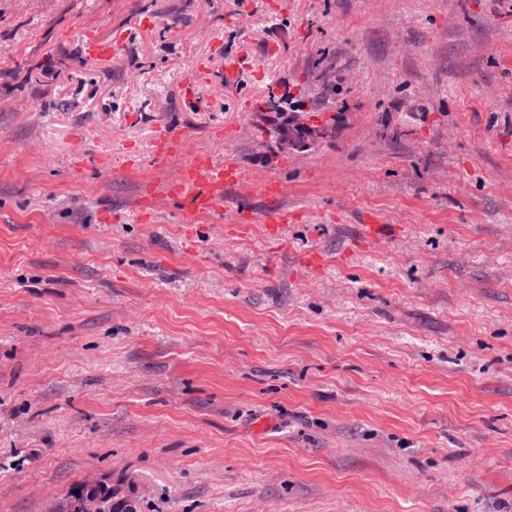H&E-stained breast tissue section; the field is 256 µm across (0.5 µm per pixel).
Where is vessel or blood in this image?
Segmentation results:
<instances>
[{"label": "vessel or blood", "instance_id": "b4317fda", "mask_svg": "<svg viewBox=\"0 0 512 512\" xmlns=\"http://www.w3.org/2000/svg\"><path fill=\"white\" fill-rule=\"evenodd\" d=\"M186 142L182 133L169 129L158 131L154 139L150 167L167 166L176 156H184L185 162L179 177L170 182L166 192L178 202L177 221L195 224L205 215L222 213L224 189L241 179L239 167L230 160H222L214 154L186 156ZM361 239L367 242L391 237L393 229L378 217H367L358 227Z\"/></svg>", "mask_w": 512, "mask_h": 512}]
</instances>
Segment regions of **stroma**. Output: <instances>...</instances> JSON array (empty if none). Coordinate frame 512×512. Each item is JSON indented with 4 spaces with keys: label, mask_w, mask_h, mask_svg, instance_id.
Returning a JSON list of instances; mask_svg holds the SVG:
<instances>
[{
    "label": "stroma",
    "mask_w": 512,
    "mask_h": 512,
    "mask_svg": "<svg viewBox=\"0 0 512 512\" xmlns=\"http://www.w3.org/2000/svg\"><path fill=\"white\" fill-rule=\"evenodd\" d=\"M164 128L239 165L222 215L177 223ZM91 476L512 512V0H0V512ZM186 152L183 134L165 129L157 132L154 147L147 165L152 168L166 167L170 160ZM391 224H383L377 216H368L363 224H359V237L366 242L392 237L394 229Z\"/></svg>",
    "instance_id": "1"
}]
</instances>
